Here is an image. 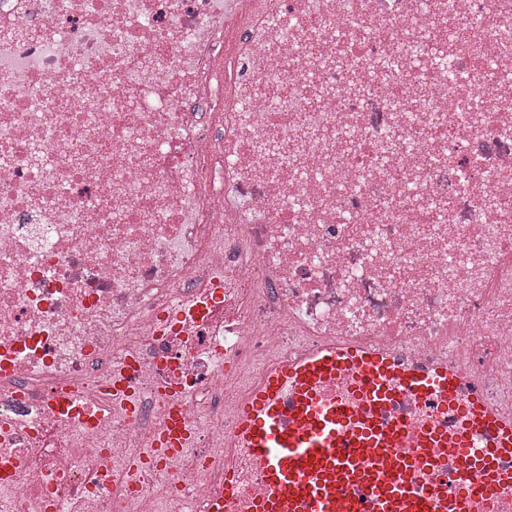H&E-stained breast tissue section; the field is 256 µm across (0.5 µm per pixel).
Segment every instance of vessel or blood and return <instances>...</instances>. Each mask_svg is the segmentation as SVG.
<instances>
[{
	"mask_svg": "<svg viewBox=\"0 0 512 512\" xmlns=\"http://www.w3.org/2000/svg\"><path fill=\"white\" fill-rule=\"evenodd\" d=\"M406 397L433 419L390 418ZM234 417L264 493L244 499L226 473L211 512H481L512 490V413L444 358L416 367L374 347L324 345L268 368ZM184 437L169 403L156 445L171 457Z\"/></svg>",
	"mask_w": 512,
	"mask_h": 512,
	"instance_id": "1",
	"label": "vessel or blood"
}]
</instances>
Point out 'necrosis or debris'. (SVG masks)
Returning <instances> with one entry per match:
<instances>
[{
  "instance_id": "4bbe7bcc",
  "label": "necrosis or debris",
  "mask_w": 512,
  "mask_h": 512,
  "mask_svg": "<svg viewBox=\"0 0 512 512\" xmlns=\"http://www.w3.org/2000/svg\"><path fill=\"white\" fill-rule=\"evenodd\" d=\"M325 342L512 411V0H0V512L260 495L232 410ZM184 437V426L179 406L172 400L163 414V424L158 430L156 438V447L162 448L161 456H174L182 448Z\"/></svg>"
}]
</instances>
